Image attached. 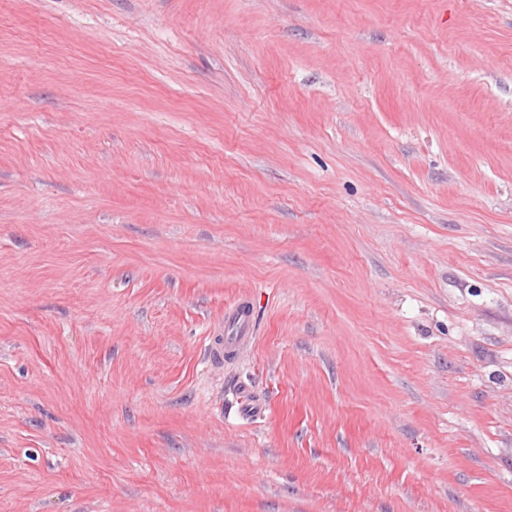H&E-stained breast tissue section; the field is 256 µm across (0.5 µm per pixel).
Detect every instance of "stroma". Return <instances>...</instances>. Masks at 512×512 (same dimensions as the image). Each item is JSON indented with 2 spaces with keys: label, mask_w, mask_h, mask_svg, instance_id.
<instances>
[{
  "label": "stroma",
  "mask_w": 512,
  "mask_h": 512,
  "mask_svg": "<svg viewBox=\"0 0 512 512\" xmlns=\"http://www.w3.org/2000/svg\"><path fill=\"white\" fill-rule=\"evenodd\" d=\"M0 512H512V0H0ZM255 325L253 312L243 302L224 311L223 341L214 349L218 357L231 355L237 347L253 340Z\"/></svg>",
  "instance_id": "1"
}]
</instances>
